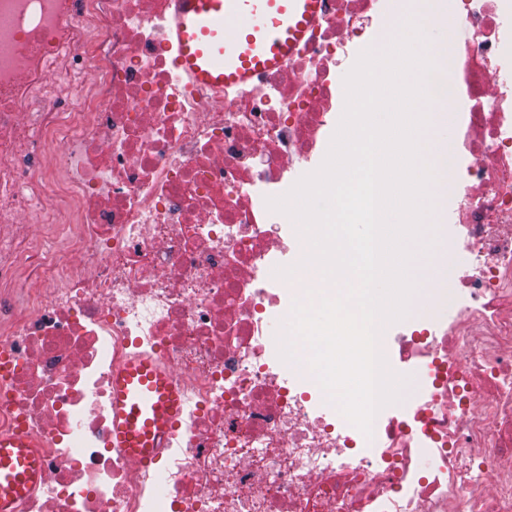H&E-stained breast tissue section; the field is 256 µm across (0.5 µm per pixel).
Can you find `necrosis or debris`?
Listing matches in <instances>:
<instances>
[{
	"label": "necrosis or debris",
	"instance_id": "4bbe7bcc",
	"mask_svg": "<svg viewBox=\"0 0 512 512\" xmlns=\"http://www.w3.org/2000/svg\"><path fill=\"white\" fill-rule=\"evenodd\" d=\"M172 4L0 0V428L44 462L15 512H512V0L415 10L471 30L433 53L460 239L384 354L414 394L369 437L267 332L299 292L266 200L332 138L338 57L404 0H324L285 64L211 102L178 74ZM74 77L90 92L51 111ZM59 182L76 211L51 263L34 242ZM136 354L192 394L159 499L109 441L112 369Z\"/></svg>",
	"mask_w": 512,
	"mask_h": 512
}]
</instances>
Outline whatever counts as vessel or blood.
<instances>
[{
  "label": "vessel or blood",
  "mask_w": 512,
  "mask_h": 512,
  "mask_svg": "<svg viewBox=\"0 0 512 512\" xmlns=\"http://www.w3.org/2000/svg\"><path fill=\"white\" fill-rule=\"evenodd\" d=\"M173 34L188 82L215 93L274 70L301 40L322 0H174ZM188 388L170 367L146 355L131 357L112 372L111 443L150 479L158 454L168 447L188 408ZM43 476L33 441L0 430V512Z\"/></svg>",
  "instance_id": "vessel-or-blood-1"
}]
</instances>
